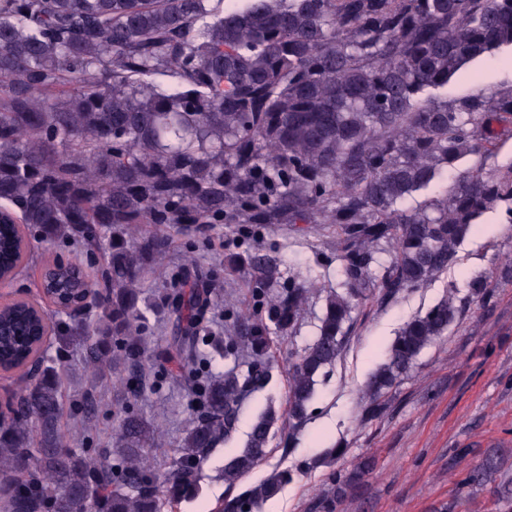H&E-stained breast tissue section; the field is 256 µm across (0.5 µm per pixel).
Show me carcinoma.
Returning <instances> with one entry per match:
<instances>
[{
	"label": "carcinoma",
	"instance_id": "obj_1",
	"mask_svg": "<svg viewBox=\"0 0 512 512\" xmlns=\"http://www.w3.org/2000/svg\"><path fill=\"white\" fill-rule=\"evenodd\" d=\"M211 0H0V256L16 258L17 229L37 243L79 254L52 263L49 288H76V267H94L91 305L77 316L45 312L59 349L84 348L97 376L121 364L112 414L117 459L69 448L60 422V375L39 359L0 413V490L10 512H178L196 497L211 451L231 440L243 402L272 380V338L296 328L318 276H288L270 254L231 253L245 267L252 304L224 338V374L212 371L210 337L199 324L219 299L168 296L180 327L167 339L184 358L193 417L176 455L158 472L159 428L131 409L146 385L148 324L139 308L145 273L165 254L161 228L238 224H325L336 234L341 281L329 289L314 341L291 363L285 414L305 423L317 378L331 367L375 298L421 288L456 261L479 219L506 203L512 223V163L487 168L498 129L512 128V88L451 102L436 91L465 65L512 47V0H245L214 16ZM179 77L166 90L158 72ZM477 159L468 168L456 164ZM451 178L441 199L408 205ZM389 246L390 258L381 257ZM404 324L370 376L364 420L381 414L391 390L424 348L457 323L462 304L484 299L474 279ZM0 360L27 349V309L0 317ZM101 390L84 391L95 413ZM276 418L261 414L224 465L236 484L268 453ZM367 457L328 473L312 512H338L374 469ZM294 478L276 469L224 498L217 512H258ZM464 488L492 486L512 502V477L494 452L466 472Z\"/></svg>",
	"mask_w": 512,
	"mask_h": 512
}]
</instances>
